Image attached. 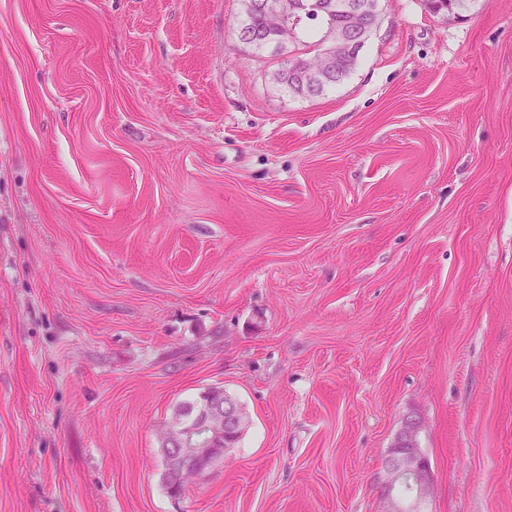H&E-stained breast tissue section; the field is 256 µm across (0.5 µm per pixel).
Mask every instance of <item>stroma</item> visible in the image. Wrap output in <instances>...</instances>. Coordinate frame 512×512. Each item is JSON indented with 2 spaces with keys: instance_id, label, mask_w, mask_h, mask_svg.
Returning a JSON list of instances; mask_svg holds the SVG:
<instances>
[{
  "instance_id": "obj_1",
  "label": "stroma",
  "mask_w": 512,
  "mask_h": 512,
  "mask_svg": "<svg viewBox=\"0 0 512 512\" xmlns=\"http://www.w3.org/2000/svg\"><path fill=\"white\" fill-rule=\"evenodd\" d=\"M381 6L302 96L240 0H0V512H382L408 416L426 512H512V0ZM356 64V63H355ZM347 67L346 64L340 63L335 67V74L314 86L308 85L305 88L302 86H298L297 90L292 87L293 92L300 91L307 95H318L323 93L327 88L332 87L341 81H343L346 77L350 75L354 66ZM211 389L219 391L216 394ZM222 393L217 388L204 391L192 415L173 413L161 431L165 479L174 496L185 490L181 484L183 473L195 469L203 476L210 471L204 467L220 461L248 426L245 410Z\"/></svg>"
}]
</instances>
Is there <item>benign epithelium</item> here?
<instances>
[{"label":"benign epithelium","instance_id":"1","mask_svg":"<svg viewBox=\"0 0 512 512\" xmlns=\"http://www.w3.org/2000/svg\"><path fill=\"white\" fill-rule=\"evenodd\" d=\"M257 7L279 28L293 25L303 14L302 0H257ZM345 14L344 23L329 27L317 45L315 55L322 58V67L314 68L299 60L285 59L272 72L273 79L278 83L286 79L311 83L326 75L339 60L357 56L369 36L380 28L382 18L375 17V11L366 0H348ZM248 423L245 410L236 401L209 390L200 394L192 414H172L161 431L160 442L165 458V479L169 481L173 495L184 491L183 473L195 469L199 474H205L204 467L220 461ZM419 434V422L408 418L389 448L381 487L382 498L388 504L386 512H405L407 505L398 496L404 484L412 489L409 506L415 512L431 493V469L420 448Z\"/></svg>","mask_w":512,"mask_h":512}]
</instances>
